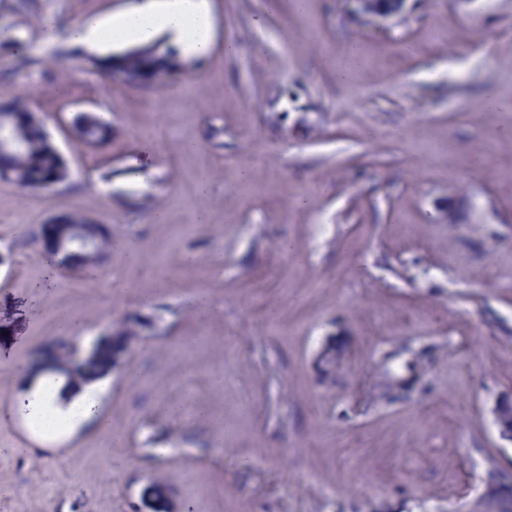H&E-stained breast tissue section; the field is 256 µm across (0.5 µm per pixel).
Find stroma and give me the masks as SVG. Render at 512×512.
Instances as JSON below:
<instances>
[{
  "label": "stroma",
  "instance_id": "obj_1",
  "mask_svg": "<svg viewBox=\"0 0 512 512\" xmlns=\"http://www.w3.org/2000/svg\"><path fill=\"white\" fill-rule=\"evenodd\" d=\"M138 2L0 0V98L28 101L73 172L0 179V512H480L489 470L512 483L495 424L512 400V140L492 135L512 112L483 107L512 96V0H410L360 24L351 0H212L237 54L157 89L68 54L71 24ZM79 112L111 141H78ZM60 214L108 225L139 262L114 249L95 275L46 273L39 230ZM62 309L94 337L139 320L107 434L47 441L14 410ZM73 125L91 127L92 137L99 138V144L112 138V125L104 122L98 115L91 112H82L74 116Z\"/></svg>",
  "mask_w": 512,
  "mask_h": 512
}]
</instances>
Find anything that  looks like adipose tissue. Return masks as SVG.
I'll return each mask as SVG.
<instances>
[{"label": "adipose tissue", "mask_w": 512, "mask_h": 512, "mask_svg": "<svg viewBox=\"0 0 512 512\" xmlns=\"http://www.w3.org/2000/svg\"><path fill=\"white\" fill-rule=\"evenodd\" d=\"M162 36L186 61L207 59L218 37L211 0H142L105 19L76 23L66 30L71 47L104 57L114 47L143 45ZM111 384L107 374L69 388L63 376L42 373L18 397L16 408L33 426L39 414L48 413L55 418L57 430L69 434L98 419L101 399Z\"/></svg>", "instance_id": "1"}]
</instances>
